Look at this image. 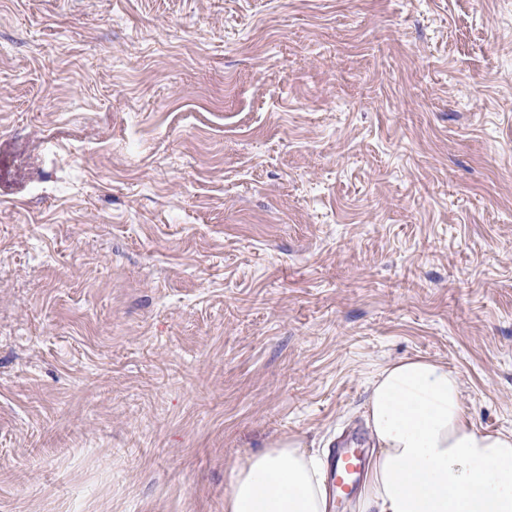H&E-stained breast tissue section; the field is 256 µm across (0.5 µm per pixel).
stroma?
<instances>
[{
    "instance_id": "1",
    "label": "stroma",
    "mask_w": 512,
    "mask_h": 512,
    "mask_svg": "<svg viewBox=\"0 0 512 512\" xmlns=\"http://www.w3.org/2000/svg\"><path fill=\"white\" fill-rule=\"evenodd\" d=\"M512 0H0V512H224L404 357L512 430Z\"/></svg>"
}]
</instances>
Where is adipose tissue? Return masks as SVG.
I'll return each mask as SVG.
<instances>
[{
	"label": "adipose tissue",
	"mask_w": 512,
	"mask_h": 512,
	"mask_svg": "<svg viewBox=\"0 0 512 512\" xmlns=\"http://www.w3.org/2000/svg\"><path fill=\"white\" fill-rule=\"evenodd\" d=\"M370 458L353 512H512V432L479 428L459 375L414 356L386 365L365 411ZM325 463L284 434L236 463L224 512H329Z\"/></svg>",
	"instance_id": "adipose-tissue-1"
}]
</instances>
